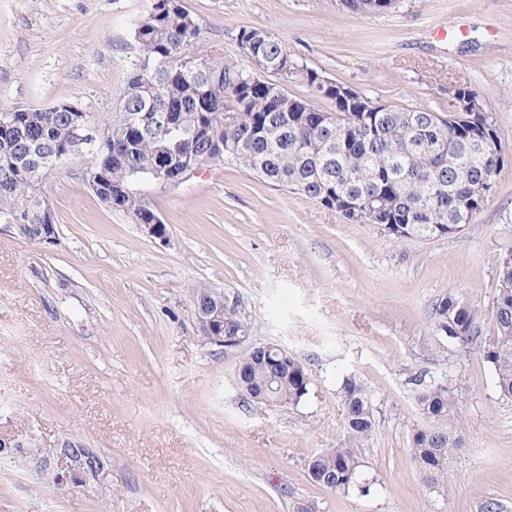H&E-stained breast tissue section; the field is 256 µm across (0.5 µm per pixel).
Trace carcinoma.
Listing matches in <instances>:
<instances>
[{
    "mask_svg": "<svg viewBox=\"0 0 512 512\" xmlns=\"http://www.w3.org/2000/svg\"><path fill=\"white\" fill-rule=\"evenodd\" d=\"M354 12H385L397 0H343ZM138 59L131 67L119 111L101 121L70 103L0 112V222L29 240L36 225L49 224L42 197L54 167L34 155L46 148L64 153L73 127L98 133L82 142L89 155L84 180L107 208L149 224L157 215L146 186L176 181L186 169L224 163L248 171L321 206L336 210L346 224H376L396 240H430L457 235L485 205L504 152L493 113L450 111L448 119L426 108L360 112L336 95V81L300 62L288 43L260 28H243L237 43L241 62L195 53L203 40L197 19L182 0H147L146 14L133 27ZM277 70L307 95L250 86L257 67ZM318 99V107L311 100ZM368 204L357 219L335 209L336 195ZM482 308L456 293L435 308L437 331L452 342H480L492 367L499 396L512 400V250L499 262L491 306L493 334L482 336ZM249 326L237 305L224 298V335L247 339ZM238 367L249 371L237 383L254 392L258 406L297 405L310 391L302 361L288 354V370L268 374L265 360L248 352ZM342 439L314 454L307 464L318 486L334 480V492L363 485L358 449L376 426L371 391L355 375L342 381ZM423 423L413 428L410 452L434 491L448 494V463L463 448L461 400L444 382L418 396Z\"/></svg>",
    "mask_w": 512,
    "mask_h": 512,
    "instance_id": "1",
    "label": "carcinoma"
}]
</instances>
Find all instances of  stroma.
<instances>
[{"label":"stroma","mask_w":512,"mask_h":512,"mask_svg":"<svg viewBox=\"0 0 512 512\" xmlns=\"http://www.w3.org/2000/svg\"><path fill=\"white\" fill-rule=\"evenodd\" d=\"M203 43L240 61V28L272 31L332 79L395 107L447 116L476 89L512 155V0H399L355 14L341 0H183ZM146 0H0V111L67 102L118 111ZM79 152L47 175L53 243L0 224V512H512V401L479 347L441 342L448 293L489 307L512 248V163L458 235L395 241L374 224L277 189L235 166L176 190L153 186L167 242L108 210ZM237 299L245 347L200 334L193 294ZM288 347L311 387L296 406L260 407L236 384L246 347ZM373 392L376 432L359 451L369 493L314 484L309 458L342 435L339 390ZM448 380L465 444L448 494L410 454L419 383ZM100 460L78 475L56 449Z\"/></svg>","instance_id":"stroma-1"}]
</instances>
